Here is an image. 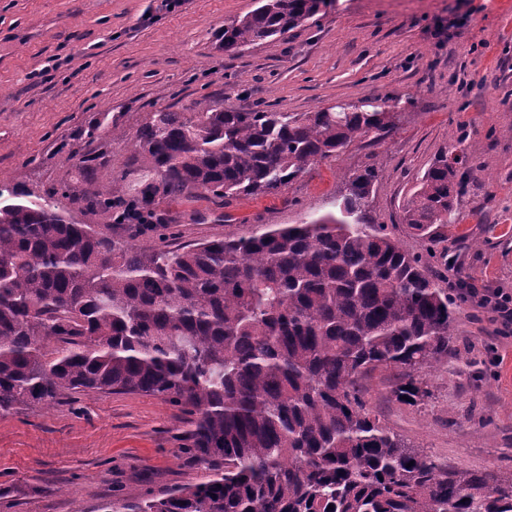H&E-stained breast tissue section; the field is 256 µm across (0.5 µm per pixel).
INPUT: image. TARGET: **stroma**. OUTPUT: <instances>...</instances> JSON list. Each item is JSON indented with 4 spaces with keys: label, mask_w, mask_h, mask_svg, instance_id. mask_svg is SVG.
Wrapping results in <instances>:
<instances>
[{
    "label": "stroma",
    "mask_w": 512,
    "mask_h": 512,
    "mask_svg": "<svg viewBox=\"0 0 512 512\" xmlns=\"http://www.w3.org/2000/svg\"><path fill=\"white\" fill-rule=\"evenodd\" d=\"M255 0H0V180L60 203L112 232L80 201L88 181L111 184L131 144L89 129L135 131L148 112L224 109L314 112L396 95L398 128L361 138L278 192L227 201L161 200L176 248L298 224L336 210L345 175L376 167L371 214L406 249L425 243L403 208L440 153H466L478 179L456 200L448 257L430 259L442 287L463 280L512 293V0H331L311 20L242 52L220 49L224 24ZM466 15L437 34V20ZM88 168H80L81 158ZM455 352L419 377L416 405L392 393V374L363 383L364 399L416 450L453 468L512 478V335L491 313L459 303ZM188 416L161 398L90 392L0 417V512H102L131 491L160 496L204 472L184 451Z\"/></svg>",
    "instance_id": "obj_1"
}]
</instances>
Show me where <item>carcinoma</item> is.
Returning a JSON list of instances; mask_svg holds the SVG:
<instances>
[{
	"mask_svg": "<svg viewBox=\"0 0 512 512\" xmlns=\"http://www.w3.org/2000/svg\"><path fill=\"white\" fill-rule=\"evenodd\" d=\"M327 0H258L224 25L243 51L313 19ZM400 99L331 112L156 111L135 133L128 187L91 182L82 200L108 224L152 231L156 198L275 192L352 142L397 128ZM458 174L442 153L404 207L448 241ZM348 176L336 215L262 224L247 237L178 249L130 243L46 197L0 182V416L89 391L157 396L191 416L185 453L205 480L161 497L130 493L105 512H512V480L421 454L362 398L395 373L397 398L425 394L414 372L454 352V301L422 258L383 233ZM413 466H408V463Z\"/></svg>",
	"mask_w": 512,
	"mask_h": 512,
	"instance_id": "1",
	"label": "carcinoma"
}]
</instances>
